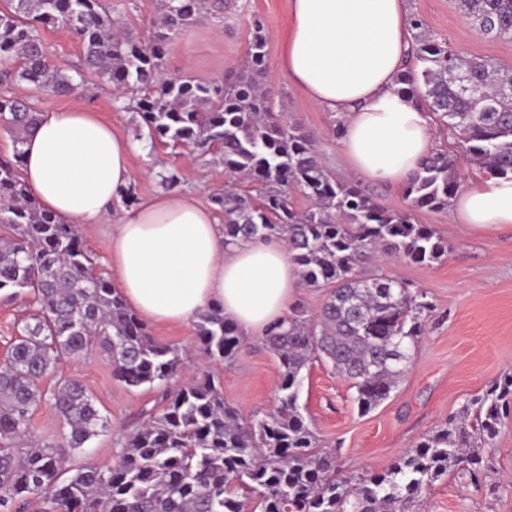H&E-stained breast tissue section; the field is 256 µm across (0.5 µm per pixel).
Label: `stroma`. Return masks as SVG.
<instances>
[{
  "label": "stroma",
  "instance_id": "1",
  "mask_svg": "<svg viewBox=\"0 0 512 512\" xmlns=\"http://www.w3.org/2000/svg\"><path fill=\"white\" fill-rule=\"evenodd\" d=\"M225 2L224 12L204 16L168 44L166 72L193 81L224 79L244 65L254 31L262 29L268 57L264 87L273 112L315 133L329 172L338 180L355 181L341 148V118L314 104L280 69L288 0ZM408 9L439 41L467 55L512 67V41L480 34L458 0H408ZM25 93L38 110L74 108L109 120L134 146L130 185L138 197L160 192L159 175L170 170L180 175L177 193L194 194L204 205H211L213 196L224 189V168L213 156L139 137L137 114L119 108L112 87L94 76H86L77 92L67 96L48 97L30 87ZM361 187L387 208L410 213L414 223L431 225L448 243L447 254L429 265L391 258L371 261L358 270L362 277L382 275L424 289L433 306L413 362L389 399L363 415L351 402L349 382L326 363L316 359L302 371L301 402L320 450L334 453L341 473L367 475L412 448L457 414L469 398L512 374V227L473 231L457 224L451 210L413 208L402 188L369 181ZM34 308L28 295L0 298V364ZM149 330L157 340L186 355L173 385L213 374L223 385L225 401L245 420L275 406L279 360L260 338L245 337L231 362L219 363L201 351L194 323L153 324ZM69 378L82 381L109 421L108 428L87 447L72 450L67 429L50 404L35 407L32 423L37 439L63 449L70 469L113 464L126 436L145 414L163 405L164 386L127 389L113 377L111 362L97 350L77 361L63 359L43 386L48 389L57 380ZM485 461L495 470V479L474 483L451 476L435 482L424 498V512H512V421L501 429Z\"/></svg>",
  "mask_w": 512,
  "mask_h": 512
}]
</instances>
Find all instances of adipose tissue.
<instances>
[{
	"label": "adipose tissue",
	"instance_id": "adipose-tissue-1",
	"mask_svg": "<svg viewBox=\"0 0 512 512\" xmlns=\"http://www.w3.org/2000/svg\"><path fill=\"white\" fill-rule=\"evenodd\" d=\"M280 67L324 111L345 116L342 147L363 179L405 183L432 152L431 117L398 92L412 33L407 0H288ZM21 178L62 222L113 219L110 267L138 316L184 324L208 309L246 335L287 318L300 276L281 241L225 246L221 216L190 193L160 192L110 216L132 148L97 114L44 108L23 145ZM458 223L512 225V180L484 173L450 200Z\"/></svg>",
	"mask_w": 512,
	"mask_h": 512
}]
</instances>
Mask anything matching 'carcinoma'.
I'll return each mask as SVG.
<instances>
[{"label":"carcinoma","instance_id":"1","mask_svg":"<svg viewBox=\"0 0 512 512\" xmlns=\"http://www.w3.org/2000/svg\"><path fill=\"white\" fill-rule=\"evenodd\" d=\"M490 34L512 39V0H461ZM222 0H159L149 37L120 26L106 0H8L0 10V82L32 85L48 96L74 92L85 71L131 94L129 103L150 143L212 154L233 179L213 203L224 212V246L255 238L288 245L304 284L328 289L314 313L296 307L272 324L263 344L279 359L277 404L249 421L224 401L205 374L166 395V404L127 435L115 464L75 469L62 478L58 451L32 435V413L64 358L94 349L128 388L168 382L183 354L152 336L112 281L94 263L77 224L42 208L19 177L22 145L40 113L18 97L0 96V128L10 132L13 158L0 159V224L12 239L0 245V292L33 296L24 335L0 367V512L33 496L43 512H414L433 484L449 475H476L486 447L507 423L512 374L468 399L462 412L424 436L386 469L342 475L330 454L314 451L316 436L301 411L302 370L315 356L355 389L368 413L387 400L412 361L431 304L426 292L357 267L378 254L431 264L448 243L359 188L333 179L316 138L273 114L262 79L266 40L256 31L244 70L212 83L165 72L172 37ZM415 43L398 91L455 131L466 160L512 179V72L469 57L409 21ZM62 28L82 47L74 66L48 63L40 29ZM458 158L432 152L404 185L417 209L448 208L458 192ZM308 206L297 209L293 197ZM206 355L228 362L244 341L238 327L212 309L199 317ZM51 407L82 448L108 426L93 395L76 379L53 389Z\"/></svg>","mask_w":512,"mask_h":512}]
</instances>
